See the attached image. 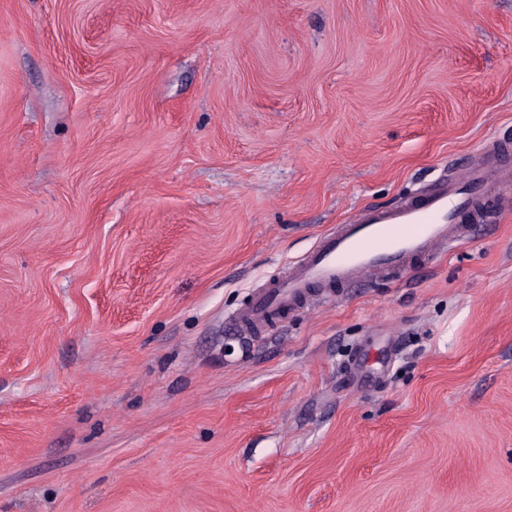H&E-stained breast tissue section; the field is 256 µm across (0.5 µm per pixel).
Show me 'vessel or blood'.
<instances>
[{"label": "vessel or blood", "instance_id": "1", "mask_svg": "<svg viewBox=\"0 0 512 512\" xmlns=\"http://www.w3.org/2000/svg\"><path fill=\"white\" fill-rule=\"evenodd\" d=\"M511 151L488 143L453 179L392 207L362 208L350 223L327 230L281 278L254 289L232 315L233 325L244 335L271 329L311 301L335 298L353 283L398 276L412 262L468 240L472 225L487 218L485 204L512 190V166L501 161Z\"/></svg>", "mask_w": 512, "mask_h": 512}]
</instances>
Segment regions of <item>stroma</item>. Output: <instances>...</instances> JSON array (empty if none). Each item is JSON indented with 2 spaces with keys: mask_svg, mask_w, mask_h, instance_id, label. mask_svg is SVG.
<instances>
[{
  "mask_svg": "<svg viewBox=\"0 0 512 512\" xmlns=\"http://www.w3.org/2000/svg\"><path fill=\"white\" fill-rule=\"evenodd\" d=\"M495 139L512 0H0V512H512V208L228 322Z\"/></svg>",
  "mask_w": 512,
  "mask_h": 512,
  "instance_id": "obj_1",
  "label": "stroma"
}]
</instances>
